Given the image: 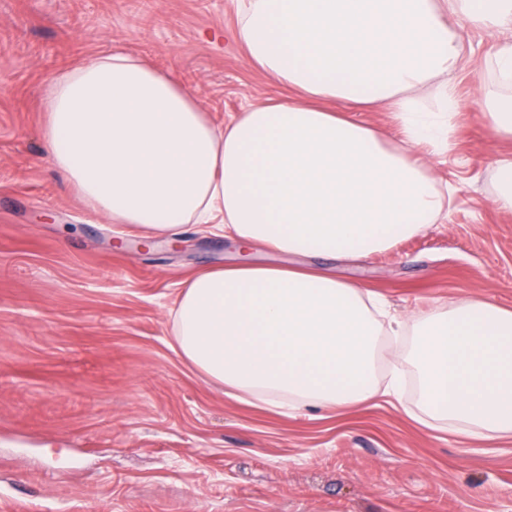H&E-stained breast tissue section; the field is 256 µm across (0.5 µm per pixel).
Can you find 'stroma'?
Here are the masks:
<instances>
[{
	"mask_svg": "<svg viewBox=\"0 0 512 512\" xmlns=\"http://www.w3.org/2000/svg\"><path fill=\"white\" fill-rule=\"evenodd\" d=\"M238 0H0V512H512V434L417 421L419 397L341 412L225 395L171 347L186 281L245 261L368 286L419 320L479 298L512 309V213L495 162L512 154L478 86L497 33L468 34L453 146L426 157L448 217L355 260L240 251L188 224L147 238L88 210L46 155L48 81L108 52L192 88L214 125L293 93L234 38Z\"/></svg>",
	"mask_w": 512,
	"mask_h": 512,
	"instance_id": "obj_1",
	"label": "stroma"
}]
</instances>
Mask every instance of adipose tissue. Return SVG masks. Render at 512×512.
Wrapping results in <instances>:
<instances>
[{
  "label": "adipose tissue",
  "mask_w": 512,
  "mask_h": 512,
  "mask_svg": "<svg viewBox=\"0 0 512 512\" xmlns=\"http://www.w3.org/2000/svg\"><path fill=\"white\" fill-rule=\"evenodd\" d=\"M508 40L486 57L485 116L512 137V0H244L250 62L296 94L216 127L194 93L142 58L106 53L51 79L42 139L86 205L151 235L223 224L286 253L385 252L447 213L423 154L449 148L452 75L466 35ZM384 106L397 141L329 110ZM174 349L211 381L274 407L341 411L396 395L378 382L383 331L403 322L368 288L245 263L189 279ZM399 356L430 419L476 438L512 432V311L472 298L420 321Z\"/></svg>",
  "instance_id": "adipose-tissue-1"
}]
</instances>
